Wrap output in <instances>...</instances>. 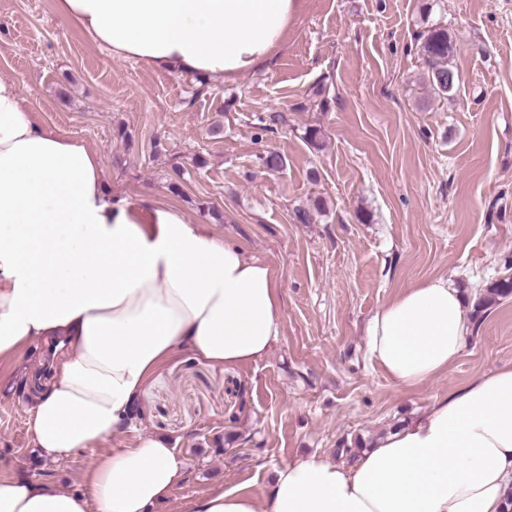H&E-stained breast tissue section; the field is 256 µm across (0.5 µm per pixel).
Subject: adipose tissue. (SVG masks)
<instances>
[{
  "label": "adipose tissue",
  "instance_id": "obj_1",
  "mask_svg": "<svg viewBox=\"0 0 512 512\" xmlns=\"http://www.w3.org/2000/svg\"><path fill=\"white\" fill-rule=\"evenodd\" d=\"M56 11L113 57L232 77L268 62L298 0H56ZM283 327L268 264L177 208L112 195L98 154L45 130L20 84L0 78V364L21 370L50 338L65 348L27 403L44 457L130 431L141 392L173 358L248 365ZM471 330L460 290L439 275L382 303L365 347L416 388L452 367ZM10 466L0 459V512H157L187 463L139 434L79 490ZM184 512H512V363L432 397L354 460L294 458L273 469L263 500L218 485Z\"/></svg>",
  "mask_w": 512,
  "mask_h": 512
}]
</instances>
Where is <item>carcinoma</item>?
Listing matches in <instances>:
<instances>
[{"label":"carcinoma","instance_id":"cac0c4a2","mask_svg":"<svg viewBox=\"0 0 512 512\" xmlns=\"http://www.w3.org/2000/svg\"><path fill=\"white\" fill-rule=\"evenodd\" d=\"M420 52L425 67L426 81L435 94L453 99L459 92V76L450 65L455 43L448 28L436 24L419 35ZM512 295V274L491 282L486 291L479 295L473 315L480 314L495 300Z\"/></svg>","mask_w":512,"mask_h":512}]
</instances>
